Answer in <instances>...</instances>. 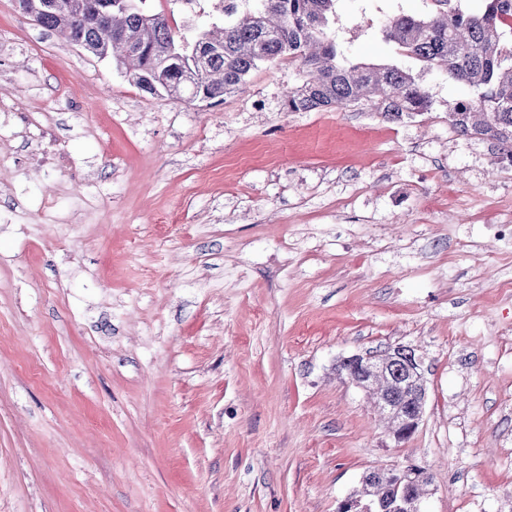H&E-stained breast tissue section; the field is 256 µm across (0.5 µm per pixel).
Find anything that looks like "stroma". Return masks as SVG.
I'll return each mask as SVG.
<instances>
[{
    "instance_id": "obj_1",
    "label": "stroma",
    "mask_w": 512,
    "mask_h": 512,
    "mask_svg": "<svg viewBox=\"0 0 512 512\" xmlns=\"http://www.w3.org/2000/svg\"><path fill=\"white\" fill-rule=\"evenodd\" d=\"M173 30L221 22L150 0ZM434 0H336L352 58L409 70L431 111L287 112L298 64L223 104L152 96L0 0V93L47 112L70 168L0 135V512H336L415 462L426 512H512V165L458 135L470 88L380 29ZM78 223L29 216L54 198ZM405 345L425 414L394 439L339 358Z\"/></svg>"
}]
</instances>
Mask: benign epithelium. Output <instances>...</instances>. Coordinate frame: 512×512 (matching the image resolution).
Returning <instances> with one entry per match:
<instances>
[{
	"instance_id": "1",
	"label": "benign epithelium",
	"mask_w": 512,
	"mask_h": 512,
	"mask_svg": "<svg viewBox=\"0 0 512 512\" xmlns=\"http://www.w3.org/2000/svg\"><path fill=\"white\" fill-rule=\"evenodd\" d=\"M23 14L35 17L41 13L61 7L58 0H15ZM347 368L342 376L348 383L372 397L371 406L384 417L397 441L415 433L425 412L427 387L421 368V359L415 349L409 346H390L381 352L369 351L342 359ZM393 374L398 388L402 389L409 402L408 413L396 420L389 416V399L383 396L381 384L388 374ZM399 480L408 485L430 479L428 471L417 465L397 469ZM380 505L373 501L361 502L348 497L342 499L337 512H378Z\"/></svg>"
}]
</instances>
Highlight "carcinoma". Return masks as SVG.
<instances>
[{"label": "carcinoma", "instance_id": "carcinoma-1", "mask_svg": "<svg viewBox=\"0 0 512 512\" xmlns=\"http://www.w3.org/2000/svg\"><path fill=\"white\" fill-rule=\"evenodd\" d=\"M91 2L85 18L61 10L39 15L37 23L75 46L111 35L112 58L128 67L134 87L151 95L216 106L259 64L288 60L304 73L284 96L289 112L363 104L399 120L431 111L429 93L409 71L344 54L331 35L336 0H253L239 19L231 0L223 8L224 22L203 30L198 42L176 34L148 0ZM483 2L479 12L453 7L426 16L400 14L382 26L381 35L404 55L475 90L477 97L448 110V123L463 136L495 141L512 165V0ZM410 492L387 472L363 476L352 496L391 512L394 500Z\"/></svg>", "mask_w": 512, "mask_h": 512}]
</instances>
